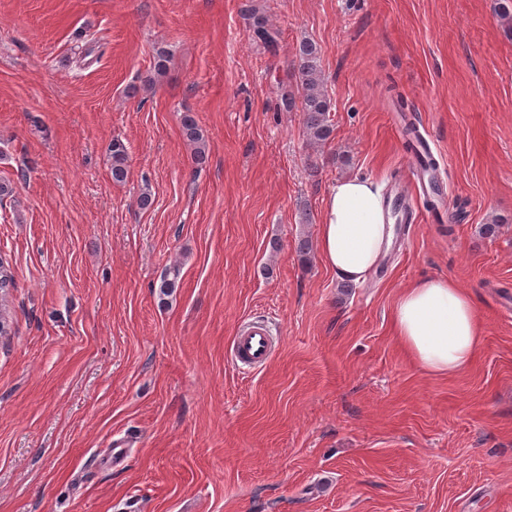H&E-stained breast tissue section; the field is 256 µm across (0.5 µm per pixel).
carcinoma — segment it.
<instances>
[{"label": "carcinoma", "mask_w": 512, "mask_h": 512, "mask_svg": "<svg viewBox=\"0 0 512 512\" xmlns=\"http://www.w3.org/2000/svg\"><path fill=\"white\" fill-rule=\"evenodd\" d=\"M252 37L274 49L278 46L279 31L269 25L266 17L257 16L252 25ZM295 57L293 76L301 92L298 98L288 97L286 108L290 112L295 109L301 112L310 144L321 145L330 140L333 128L329 115L330 99L320 65V50L314 41L304 38L298 44ZM181 124L183 136L192 146L194 161L198 164L205 162L206 142L195 116L190 112L184 113ZM111 159L112 180L124 181L127 152L122 142H112Z\"/></svg>", "instance_id": "carcinoma-1"}]
</instances>
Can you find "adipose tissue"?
Returning a JSON list of instances; mask_svg holds the SVG:
<instances>
[{
    "mask_svg": "<svg viewBox=\"0 0 512 512\" xmlns=\"http://www.w3.org/2000/svg\"><path fill=\"white\" fill-rule=\"evenodd\" d=\"M392 235L372 180L337 181L326 197L318 232V251L328 268L340 279L363 281ZM393 325L408 356L435 375L467 369L484 345L473 296L450 279L422 278L404 288L393 309Z\"/></svg>",
    "mask_w": 512,
    "mask_h": 512,
    "instance_id": "adipose-tissue-1",
    "label": "adipose tissue"
}]
</instances>
